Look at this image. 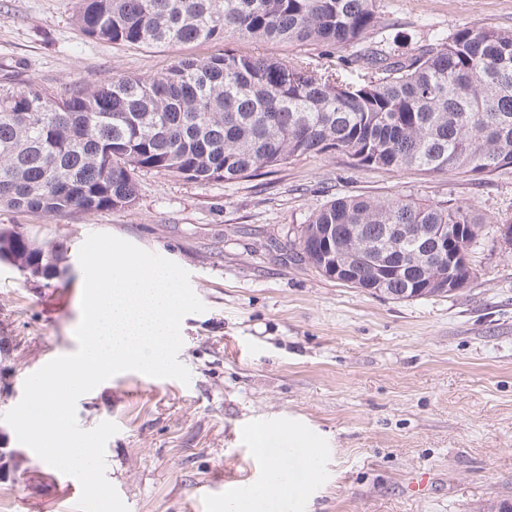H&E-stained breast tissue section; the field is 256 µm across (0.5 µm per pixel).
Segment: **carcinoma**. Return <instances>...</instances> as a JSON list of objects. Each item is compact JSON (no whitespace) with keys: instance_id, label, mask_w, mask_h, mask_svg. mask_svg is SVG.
Segmentation results:
<instances>
[{"instance_id":"cac0c4a2","label":"carcinoma","mask_w":512,"mask_h":512,"mask_svg":"<svg viewBox=\"0 0 512 512\" xmlns=\"http://www.w3.org/2000/svg\"><path fill=\"white\" fill-rule=\"evenodd\" d=\"M77 23L114 44L240 43L205 60L182 58L153 77L114 76L61 98L0 90V208L46 216L121 209L135 175L237 180L305 154L339 151L358 167L492 174L512 168V31L462 25L435 34L410 57L356 52L340 67L285 63L257 41L343 49L381 26L378 0H80ZM485 219L454 201L337 198L303 225L295 255L327 277L349 262L361 288L399 299L418 278L448 281L463 261L448 253L375 288L361 266L368 246L396 266L425 252L427 224H465L476 243ZM55 241L0 228V262L32 279L65 272Z\"/></svg>"}]
</instances>
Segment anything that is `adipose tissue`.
I'll return each instance as SVG.
<instances>
[{"mask_svg": "<svg viewBox=\"0 0 512 512\" xmlns=\"http://www.w3.org/2000/svg\"><path fill=\"white\" fill-rule=\"evenodd\" d=\"M254 439L259 452L269 454L274 475L266 490L249 491L226 503V512H302L310 483L283 478L282 473L292 468L295 449L311 447L308 433L293 423L266 425L255 431Z\"/></svg>", "mask_w": 512, "mask_h": 512, "instance_id": "obj_1", "label": "adipose tissue"}]
</instances>
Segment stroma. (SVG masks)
Wrapping results in <instances>:
<instances>
[{"label": "stroma", "mask_w": 512, "mask_h": 512, "mask_svg": "<svg viewBox=\"0 0 512 512\" xmlns=\"http://www.w3.org/2000/svg\"><path fill=\"white\" fill-rule=\"evenodd\" d=\"M79 0H0V89L60 97L116 75L156 76L221 42L123 47L83 34ZM367 47L409 54L458 26L512 30V0H381ZM125 209L44 216L0 210V227L68 245L50 280L0 264V414L26 377L78 348L84 278L78 252L108 233L190 274L204 303L181 323L189 383L120 373L82 395L77 421H110L106 477L129 512H224L265 478L255 427L293 418L322 448V484L306 512H486L512 502V169L489 176L363 168L345 154L304 155L273 173L197 182L137 175ZM454 199L485 217L459 291L414 300L343 285L290 242L340 197ZM430 472L435 491L411 497ZM0 512H76L52 474L0 421Z\"/></svg>", "instance_id": "35a3bbf8"}]
</instances>
